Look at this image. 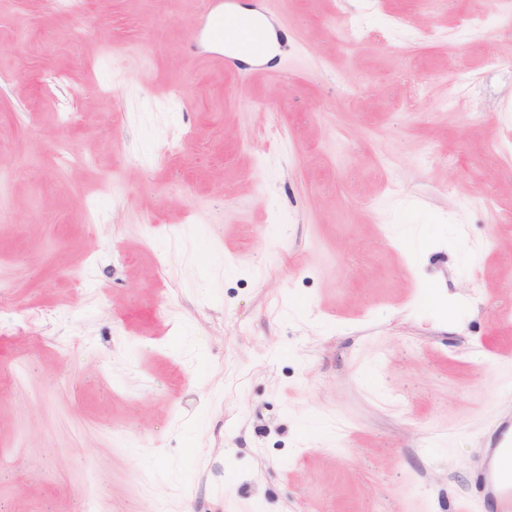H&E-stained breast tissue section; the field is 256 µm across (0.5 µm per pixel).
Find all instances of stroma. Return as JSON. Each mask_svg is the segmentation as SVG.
<instances>
[{
    "label": "stroma",
    "mask_w": 512,
    "mask_h": 512,
    "mask_svg": "<svg viewBox=\"0 0 512 512\" xmlns=\"http://www.w3.org/2000/svg\"><path fill=\"white\" fill-rule=\"evenodd\" d=\"M259 4L243 66L204 0H0V512H487L512 11ZM209 8L206 12V36L208 40L216 45L222 46L227 38V24L225 25L224 4L222 0H208Z\"/></svg>",
    "instance_id": "obj_1"
}]
</instances>
